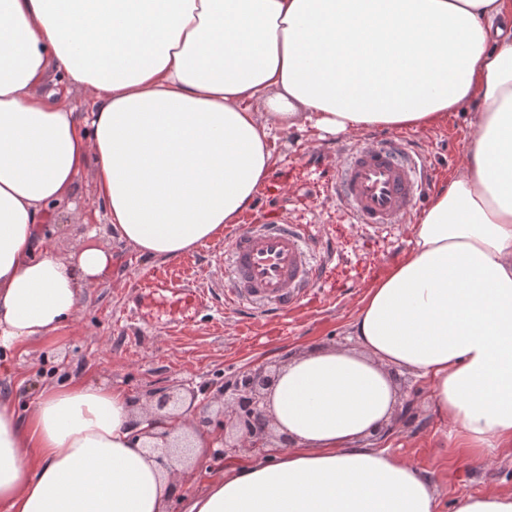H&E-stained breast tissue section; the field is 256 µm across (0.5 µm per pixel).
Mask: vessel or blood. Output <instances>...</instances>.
<instances>
[{
  "mask_svg": "<svg viewBox=\"0 0 512 512\" xmlns=\"http://www.w3.org/2000/svg\"><path fill=\"white\" fill-rule=\"evenodd\" d=\"M332 182L338 204L357 227L376 233L413 218L434 186L431 165L401 135L344 147ZM328 247L308 224H243L224 250V305L252 319L287 316L313 299L326 272ZM144 324L176 329L206 302L199 289L144 280L132 291Z\"/></svg>",
  "mask_w": 512,
  "mask_h": 512,
  "instance_id": "vessel-or-blood-1",
  "label": "vessel or blood"
}]
</instances>
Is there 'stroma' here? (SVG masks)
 I'll return each instance as SVG.
<instances>
[{
	"label": "stroma",
	"instance_id": "35a3bbf8",
	"mask_svg": "<svg viewBox=\"0 0 512 512\" xmlns=\"http://www.w3.org/2000/svg\"><path fill=\"white\" fill-rule=\"evenodd\" d=\"M470 120L469 112H456L445 123L412 132L435 170L437 185L446 184L459 168L473 133ZM388 134L385 128L332 135L294 127L272 141L276 163L244 222L310 224L337 252L315 303L272 321L249 322L225 311V237L170 260L143 257L113 240L92 177L82 173L43 232L62 257L95 233L112 253V274L82 292L73 319L55 336L17 351L0 350V392L11 395L22 419L44 388L64 379L121 388L141 412L153 411L160 394L177 395L195 432L219 442L207 465L180 471L169 512H182V498L260 457L253 449L230 445L232 435L222 423L225 381L241 369H269L316 347L351 346V324L361 299L408 251L413 223L395 224L376 235L360 231L329 191L342 145ZM152 276L203 289L213 299L178 331L144 325L130 298L136 282ZM398 383L406 413L372 445L429 472L439 512H453L463 495L512 493V447L500 449L489 463L468 460L447 422L431 411L427 382L404 372Z\"/></svg>",
	"mask_w": 512,
	"mask_h": 512
}]
</instances>
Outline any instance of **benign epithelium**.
Returning <instances> with one entry per match:
<instances>
[{
  "mask_svg": "<svg viewBox=\"0 0 512 512\" xmlns=\"http://www.w3.org/2000/svg\"><path fill=\"white\" fill-rule=\"evenodd\" d=\"M274 381V375L254 369L241 371L224 382V427L234 431V446L258 450L271 447L263 399Z\"/></svg>",
  "mask_w": 512,
  "mask_h": 512,
  "instance_id": "obj_1",
  "label": "benign epithelium"
}]
</instances>
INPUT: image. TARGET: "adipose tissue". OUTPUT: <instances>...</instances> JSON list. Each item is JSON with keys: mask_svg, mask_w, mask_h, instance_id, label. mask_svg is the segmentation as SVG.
<instances>
[{"mask_svg": "<svg viewBox=\"0 0 512 512\" xmlns=\"http://www.w3.org/2000/svg\"><path fill=\"white\" fill-rule=\"evenodd\" d=\"M510 18L512 0H0V349L53 336L112 272L93 236L65 257L38 245L84 171L113 239L171 259L252 209L273 131L423 130L479 101L460 168L363 298L355 347L277 374L266 413L289 448L187 505L438 512L431 477L363 441L401 405L398 367L429 381L474 460L512 446ZM150 420L106 385L46 388L23 423L0 394V507L168 512L172 474L131 429Z\"/></svg>", "mask_w": 512, "mask_h": 512, "instance_id": "obj_1", "label": "adipose tissue"}]
</instances>
